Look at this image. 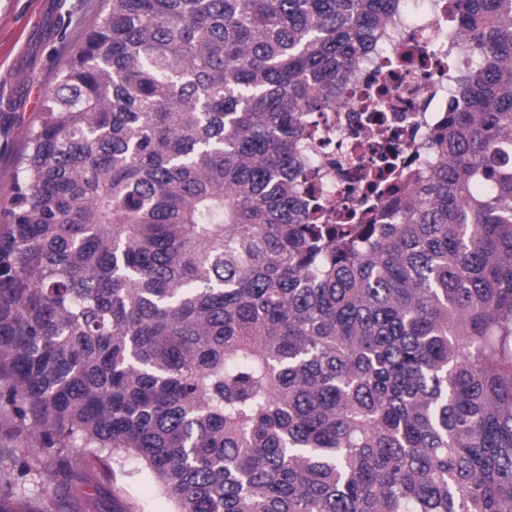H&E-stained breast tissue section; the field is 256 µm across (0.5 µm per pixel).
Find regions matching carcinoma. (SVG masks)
I'll return each instance as SVG.
<instances>
[{
  "mask_svg": "<svg viewBox=\"0 0 512 512\" xmlns=\"http://www.w3.org/2000/svg\"><path fill=\"white\" fill-rule=\"evenodd\" d=\"M403 6L100 0L0 207V512L77 454L174 512H512V0H457L432 162L352 224L305 186Z\"/></svg>",
  "mask_w": 512,
  "mask_h": 512,
  "instance_id": "1",
  "label": "carcinoma"
}]
</instances>
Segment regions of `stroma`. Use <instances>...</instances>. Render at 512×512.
Masks as SVG:
<instances>
[{
	"label": "stroma",
	"instance_id": "35a3bbf8",
	"mask_svg": "<svg viewBox=\"0 0 512 512\" xmlns=\"http://www.w3.org/2000/svg\"><path fill=\"white\" fill-rule=\"evenodd\" d=\"M99 11V0H0V204L14 180L15 157L44 92L53 85L67 48L82 43ZM66 27V39L54 33L38 39L44 27ZM34 505L51 512H112V485L84 475L59 492L36 491Z\"/></svg>",
	"mask_w": 512,
	"mask_h": 512
}]
</instances>
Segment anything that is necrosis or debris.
Listing matches in <instances>:
<instances>
[{
    "label": "necrosis or debris",
    "mask_w": 512,
    "mask_h": 512,
    "mask_svg": "<svg viewBox=\"0 0 512 512\" xmlns=\"http://www.w3.org/2000/svg\"><path fill=\"white\" fill-rule=\"evenodd\" d=\"M383 41L367 46L366 61L341 98L315 113L308 187L330 223H344L369 199L362 176L382 153L404 150L453 99L452 75L470 62L458 33L456 0H420Z\"/></svg>",
    "instance_id": "4bbe7bcc"
}]
</instances>
